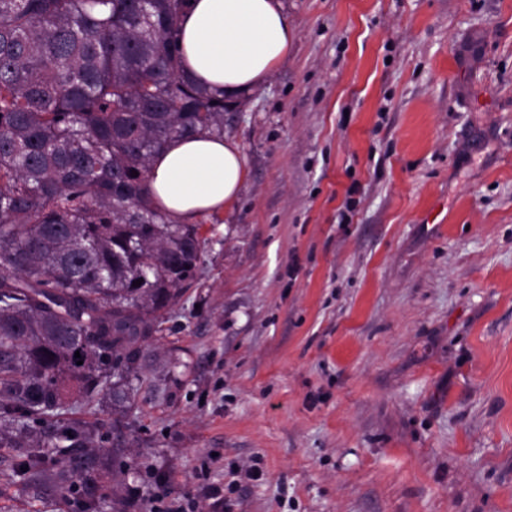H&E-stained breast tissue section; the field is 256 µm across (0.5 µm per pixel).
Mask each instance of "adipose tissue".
Wrapping results in <instances>:
<instances>
[{"instance_id": "adipose-tissue-1", "label": "adipose tissue", "mask_w": 512, "mask_h": 512, "mask_svg": "<svg viewBox=\"0 0 512 512\" xmlns=\"http://www.w3.org/2000/svg\"><path fill=\"white\" fill-rule=\"evenodd\" d=\"M179 29L184 74L231 102L261 89L291 45L281 0H189ZM247 173L233 139L198 134L154 157L149 187L172 221L190 224L235 203Z\"/></svg>"}]
</instances>
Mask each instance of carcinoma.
Here are the masks:
<instances>
[{
    "instance_id": "carcinoma-1",
    "label": "carcinoma",
    "mask_w": 512,
    "mask_h": 512,
    "mask_svg": "<svg viewBox=\"0 0 512 512\" xmlns=\"http://www.w3.org/2000/svg\"><path fill=\"white\" fill-rule=\"evenodd\" d=\"M186 2L0 0V448L20 449L14 482L77 512H104L109 473L111 512L139 507L121 444L75 405L133 410L142 344L205 244L149 189L168 142L224 135V100L181 73Z\"/></svg>"
}]
</instances>
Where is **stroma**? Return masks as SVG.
Here are the masks:
<instances>
[{
  "instance_id": "stroma-1",
  "label": "stroma",
  "mask_w": 512,
  "mask_h": 512,
  "mask_svg": "<svg viewBox=\"0 0 512 512\" xmlns=\"http://www.w3.org/2000/svg\"><path fill=\"white\" fill-rule=\"evenodd\" d=\"M248 177L147 347L126 481L187 512H512V0H282ZM0 512H66L17 492ZM262 476L231 486V472Z\"/></svg>"
}]
</instances>
